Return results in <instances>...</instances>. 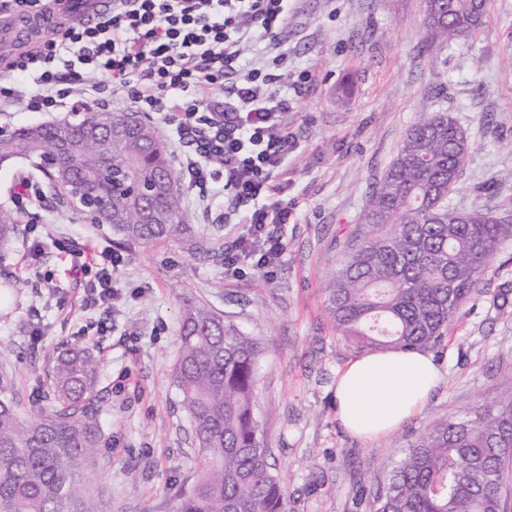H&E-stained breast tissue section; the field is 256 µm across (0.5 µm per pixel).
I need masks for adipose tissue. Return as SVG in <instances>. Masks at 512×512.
Masks as SVG:
<instances>
[{"instance_id": "1", "label": "adipose tissue", "mask_w": 512, "mask_h": 512, "mask_svg": "<svg viewBox=\"0 0 512 512\" xmlns=\"http://www.w3.org/2000/svg\"><path fill=\"white\" fill-rule=\"evenodd\" d=\"M441 379L433 354L421 349L358 356L337 378V418L352 435L384 437L420 410Z\"/></svg>"}]
</instances>
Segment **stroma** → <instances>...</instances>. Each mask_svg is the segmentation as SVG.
<instances>
[{
    "label": "stroma",
    "mask_w": 512,
    "mask_h": 512,
    "mask_svg": "<svg viewBox=\"0 0 512 512\" xmlns=\"http://www.w3.org/2000/svg\"><path fill=\"white\" fill-rule=\"evenodd\" d=\"M281 36L289 69L306 78L288 115L284 186L293 219L271 270L229 274L180 240L120 241L28 178L27 160L0 166V204L19 217L0 248V371L13 376L26 415L42 402L45 362L57 347L95 355L103 435L79 474L90 512H172L195 480L196 448L172 378L188 299L264 344L254 412L272 470L288 487L287 512H368V476L386 475L426 429L512 397V303L495 297L512 285V239L433 351L442 383L380 439L351 436L336 417V373L360 351L336 331L325 303L328 275L424 110L452 113L470 143L449 205L512 208V181L501 178L512 169V0H488L482 29L437 51L425 46L420 0H291ZM213 188L205 205L182 197V219L223 250L233 233L215 221L224 197L221 183ZM66 242L83 250L86 271L73 268ZM105 249L120 259L118 294L91 305Z\"/></svg>",
    "instance_id": "obj_1"
}]
</instances>
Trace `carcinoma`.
<instances>
[{"mask_svg": "<svg viewBox=\"0 0 512 512\" xmlns=\"http://www.w3.org/2000/svg\"><path fill=\"white\" fill-rule=\"evenodd\" d=\"M486 3L439 0L424 22L427 43L466 40L485 23ZM96 112L0 136V165L35 157L52 195L67 189L93 204L98 223L124 242L147 246L190 232L169 162V145L135 112H107L126 135L91 133ZM469 156L449 112H428L402 144L364 210L354 243L329 275L327 312L358 348L438 346L459 318L489 259L512 237V209L458 211L448 195ZM14 211L0 207V247L15 235ZM174 383L198 449L199 477L175 512H286L287 487L271 471L253 412L261 342L207 305L189 300L178 328ZM97 363L64 346L47 369V406L23 417L12 377L0 372V512H88L76 473L100 445L90 405ZM512 475V400L475 406L428 430L388 477L367 480L369 512H505Z\"/></svg>", "mask_w": 512, "mask_h": 512, "instance_id": "1", "label": "carcinoma"}]
</instances>
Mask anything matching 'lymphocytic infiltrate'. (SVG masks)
<instances>
[{
  "mask_svg": "<svg viewBox=\"0 0 512 512\" xmlns=\"http://www.w3.org/2000/svg\"><path fill=\"white\" fill-rule=\"evenodd\" d=\"M288 0H112L95 21H77L44 38L35 52L0 65V103L26 112H60L75 88L111 90L136 111L164 113L187 150L180 174L208 198L223 178L231 195L224 221L246 225L224 252L227 267L253 261L275 266L285 251L282 229L292 209L272 180L290 148L292 99L288 51L280 38ZM259 33L265 46L242 62L243 42ZM75 56L78 67L56 61ZM33 71L34 86L18 99L14 75Z\"/></svg>",
  "mask_w": 512,
  "mask_h": 512,
  "instance_id": "obj_1",
  "label": "lymphocytic infiltrate"
}]
</instances>
